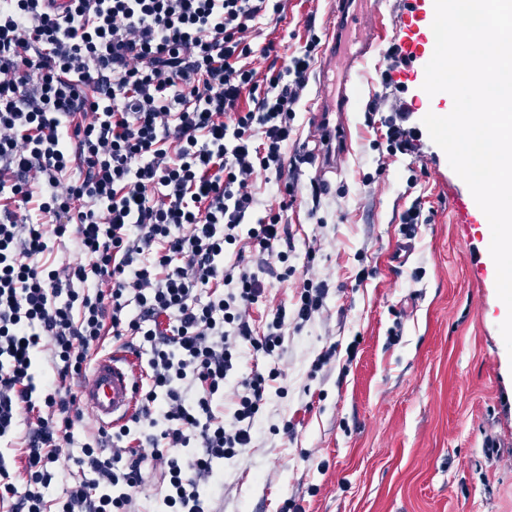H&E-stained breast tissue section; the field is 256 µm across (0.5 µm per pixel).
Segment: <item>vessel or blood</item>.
Listing matches in <instances>:
<instances>
[{"instance_id":"b4317fda","label":"vessel or blood","mask_w":512,"mask_h":512,"mask_svg":"<svg viewBox=\"0 0 512 512\" xmlns=\"http://www.w3.org/2000/svg\"><path fill=\"white\" fill-rule=\"evenodd\" d=\"M336 24L355 29L359 46L341 59L347 70L341 97L317 116L318 123L325 128L326 141L335 144L334 149L323 153L316 149L309 152L323 169L334 167L336 161L347 154L350 125L343 112L350 101L349 93L356 87L367 51L386 38L384 16L376 7L362 16L352 11L349 0H336ZM138 388L137 369L132 356L125 351H115L97 360L81 386L80 398L100 429L109 430L124 424L134 413Z\"/></svg>"}]
</instances>
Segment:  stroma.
Instances as JSON below:
<instances>
[{"mask_svg": "<svg viewBox=\"0 0 512 512\" xmlns=\"http://www.w3.org/2000/svg\"><path fill=\"white\" fill-rule=\"evenodd\" d=\"M389 20L385 48L373 52L350 100L352 146L328 189L312 201L315 168L303 160L319 138L309 107L320 96L310 78L286 158L298 161L296 201L284 214L278 244L294 275L280 279L275 255L257 273L265 298L248 311L262 332L278 308L293 310L307 282L326 284L321 310L299 330L287 329L275 365L285 396L269 394L252 448L214 463L209 512H512V356L499 332L507 316L496 291L487 221L457 223L456 196H469L422 120L452 108L447 93L423 89L426 20L434 0H377ZM285 18L265 25L279 62L309 34L327 53L334 0H284ZM415 151L391 156L382 147L384 120L401 103ZM420 204L422 223L402 218ZM411 244L398 257L400 244ZM216 400L231 414L241 382L265 359L245 343ZM329 354L322 368L313 363ZM291 421L292 434L281 433ZM96 428L84 417L72 445L54 465L46 501L62 496L78 474L76 459Z\"/></svg>", "mask_w": 512, "mask_h": 512, "instance_id": "obj_1", "label": "stroma"}]
</instances>
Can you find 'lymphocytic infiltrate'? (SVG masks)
<instances>
[{
    "label": "lymphocytic infiltrate",
    "mask_w": 512,
    "mask_h": 512,
    "mask_svg": "<svg viewBox=\"0 0 512 512\" xmlns=\"http://www.w3.org/2000/svg\"><path fill=\"white\" fill-rule=\"evenodd\" d=\"M282 11L281 0H0V439L30 414L24 471L50 485L83 417L70 382L89 369L104 329L137 337L149 367L111 455L84 443L82 476L55 508L18 495L0 455V505L10 512H128L151 458L167 465L165 512H207L200 485L214 460L250 447L269 393L284 394L278 368L256 370L231 421L213 410L234 340L279 354L288 322H309L326 294L304 285L294 312L277 309L259 335L246 317L264 294L246 252H275L296 191L286 182L278 211L255 220L248 179L282 172L318 45L307 40L257 79L248 35ZM74 164L81 177L64 183ZM69 235L89 264L38 262L48 237ZM45 336L54 368L40 388L34 350ZM136 428L147 430L151 455L128 446Z\"/></svg>",
    "instance_id": "obj_1"
}]
</instances>
